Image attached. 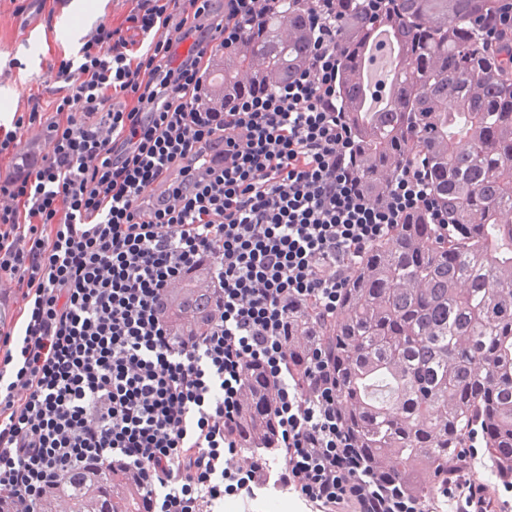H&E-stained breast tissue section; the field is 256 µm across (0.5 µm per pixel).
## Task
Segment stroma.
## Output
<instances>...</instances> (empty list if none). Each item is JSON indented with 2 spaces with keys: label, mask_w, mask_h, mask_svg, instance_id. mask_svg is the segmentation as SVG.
Segmentation results:
<instances>
[{
  "label": "stroma",
  "mask_w": 512,
  "mask_h": 512,
  "mask_svg": "<svg viewBox=\"0 0 512 512\" xmlns=\"http://www.w3.org/2000/svg\"><path fill=\"white\" fill-rule=\"evenodd\" d=\"M80 0H0V124L57 95L49 75L60 61L76 58L83 36L104 17L118 22L131 0H103L101 14L79 12Z\"/></svg>",
  "instance_id": "stroma-1"
}]
</instances>
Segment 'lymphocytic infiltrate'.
<instances>
[{"label":"lymphocytic infiltrate","mask_w":512,"mask_h":512,"mask_svg":"<svg viewBox=\"0 0 512 512\" xmlns=\"http://www.w3.org/2000/svg\"><path fill=\"white\" fill-rule=\"evenodd\" d=\"M311 43L271 92L212 106L219 51L282 0H133L54 73L62 94L0 125V500L38 512L87 461L122 463L154 512H216L274 484L311 512H422L346 429L331 353L288 362V307L335 317L349 269L418 211L448 218L412 158L378 195L356 172L337 106L338 0H296ZM43 148L22 146L32 127ZM219 296L192 338L171 319L182 282ZM270 390L277 465H241L245 378ZM459 456L444 484L472 512Z\"/></svg>","instance_id":"f902f5d3"}]
</instances>
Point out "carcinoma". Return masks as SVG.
<instances>
[{
	"mask_svg": "<svg viewBox=\"0 0 512 512\" xmlns=\"http://www.w3.org/2000/svg\"><path fill=\"white\" fill-rule=\"evenodd\" d=\"M427 0H396L369 18L364 0H339L342 69L338 104L357 146L368 192L386 188L412 148L426 157L431 187L448 213V231L417 212L396 234L355 260L342 309L327 322L307 304L289 313L290 366L304 369L309 348L333 356L347 429L383 474L421 500L435 499L448 470L479 429L496 471L512 472V53L488 48L497 0H454L447 22L431 25ZM390 29L405 44L401 81L382 112H358L368 89L353 82L371 34ZM278 19L224 52L226 93L269 90L236 85L260 55L285 79L307 53L299 39L281 46ZM216 296L188 283L176 292L174 319L206 320ZM240 418L244 460L273 447L268 389L248 371ZM88 464L49 493L83 512ZM94 491L100 512H149L132 473L116 465Z\"/></svg>",
	"mask_w": 512,
	"mask_h": 512,
	"instance_id": "1",
	"label": "carcinoma"
}]
</instances>
